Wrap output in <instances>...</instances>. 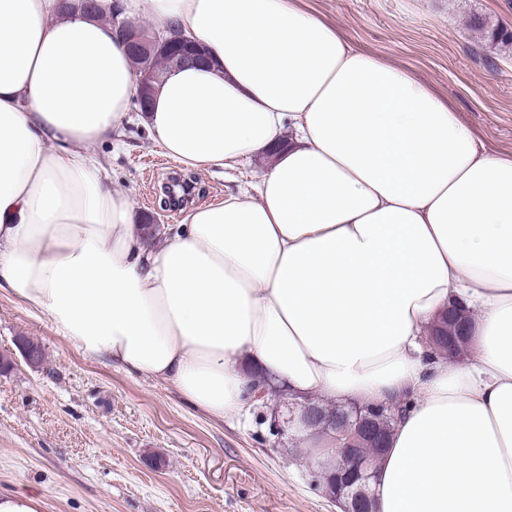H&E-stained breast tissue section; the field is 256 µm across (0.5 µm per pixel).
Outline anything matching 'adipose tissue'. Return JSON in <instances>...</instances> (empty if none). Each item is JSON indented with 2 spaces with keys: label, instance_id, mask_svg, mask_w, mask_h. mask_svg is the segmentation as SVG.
Masks as SVG:
<instances>
[{
  "label": "adipose tissue",
  "instance_id": "1",
  "mask_svg": "<svg viewBox=\"0 0 512 512\" xmlns=\"http://www.w3.org/2000/svg\"><path fill=\"white\" fill-rule=\"evenodd\" d=\"M121 7L205 48L143 115L165 155L208 171L293 141L256 197L149 248L90 151L138 93L122 42L59 0H0V288L220 419L254 371L327 404L408 398L378 512H512V156L298 0ZM459 298L477 317L446 363L424 331Z\"/></svg>",
  "mask_w": 512,
  "mask_h": 512
}]
</instances>
